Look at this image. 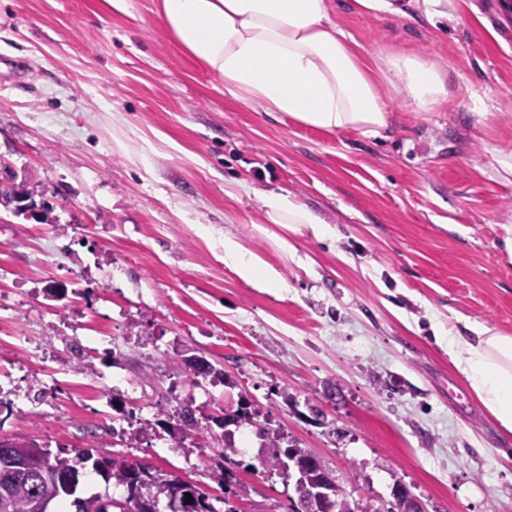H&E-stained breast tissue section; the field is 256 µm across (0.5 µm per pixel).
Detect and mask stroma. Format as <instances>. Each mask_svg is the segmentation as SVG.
Masks as SVG:
<instances>
[{
	"label": "stroma",
	"mask_w": 512,
	"mask_h": 512,
	"mask_svg": "<svg viewBox=\"0 0 512 512\" xmlns=\"http://www.w3.org/2000/svg\"><path fill=\"white\" fill-rule=\"evenodd\" d=\"M153 2L124 15L98 0H0V182L39 183L59 218L0 212V384L20 391L0 409V441L128 453L202 487L218 512H291L292 482L263 469L258 440L233 466L245 495L228 497L216 441L179 428L180 407L204 422L244 395L378 512H396L397 481L427 512H512V434L443 340L460 316L512 334V184L485 152L512 150L500 0H454L434 26L330 0L364 53L409 48L449 75L436 112L384 86L386 138L243 105L166 36ZM266 191L319 211L332 236L260 229ZM228 237L285 289L225 265ZM79 336L95 339L80 354ZM186 354L234 387L178 371ZM114 373L124 382L109 402ZM283 387L319 399L324 425L291 411ZM122 412L161 421L167 445L113 437Z\"/></svg>",
	"instance_id": "obj_1"
}]
</instances>
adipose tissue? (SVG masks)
<instances>
[{"label": "adipose tissue", "instance_id": "ef3b65f1", "mask_svg": "<svg viewBox=\"0 0 512 512\" xmlns=\"http://www.w3.org/2000/svg\"><path fill=\"white\" fill-rule=\"evenodd\" d=\"M356 13L379 17L407 11L429 23L447 18L452 0H351ZM154 13L170 40L245 105L280 112L297 125L330 132L381 136L389 127L384 85L406 92L417 111L449 102L448 76L406 49L366 57L330 18V0H155ZM261 223L282 224L295 235L321 239L327 221L296 198L266 192ZM224 262L245 281L278 290L280 273L233 239ZM448 357L506 433H512V335L471 326L448 339Z\"/></svg>", "mask_w": 512, "mask_h": 512}]
</instances>
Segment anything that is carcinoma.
I'll return each mask as SVG.
<instances>
[{
	"mask_svg": "<svg viewBox=\"0 0 512 512\" xmlns=\"http://www.w3.org/2000/svg\"><path fill=\"white\" fill-rule=\"evenodd\" d=\"M39 193L41 190L38 189V184L26 180L21 182L19 190L12 185L0 184V210L21 214L23 213L20 209L22 200L32 202ZM178 418L183 430L189 432L199 430L194 409L188 406L181 408ZM222 419L228 420L230 426L245 427L254 433L261 441V447L268 449L261 460V465L268 471L288 473V458L295 457L301 462L302 471L312 479L320 478L329 472L320 457L300 447L295 440H285V435L271 428L269 420L257 405L244 397L239 398L236 406L224 409ZM221 440L224 441L221 456L226 463L224 485L227 486L230 480L234 479L230 466L235 464L233 456L237 455L238 451L229 440L228 433H223ZM88 455L92 457L94 453L90 450L79 451L73 456L63 450L48 453L52 471L47 473L33 468L16 476L0 495V512H38L37 506L41 502L58 504L64 500L69 501L67 512H100L99 506L104 495L97 493L89 497H80L77 495V489H69L62 485V478L79 474V468L86 464ZM128 461L129 458L123 455L113 456L112 469L103 472V478L128 486ZM175 481H177L176 477L161 471L157 479L143 489V495L157 504L167 501ZM190 494L192 499L189 500L190 509L187 512H217L204 491L194 486ZM316 512H377V509L371 499H353L338 484L332 500L316 502Z\"/></svg>",
	"mask_w": 512,
	"mask_h": 512,
	"instance_id": "carcinoma-1",
	"label": "carcinoma"
}]
</instances>
